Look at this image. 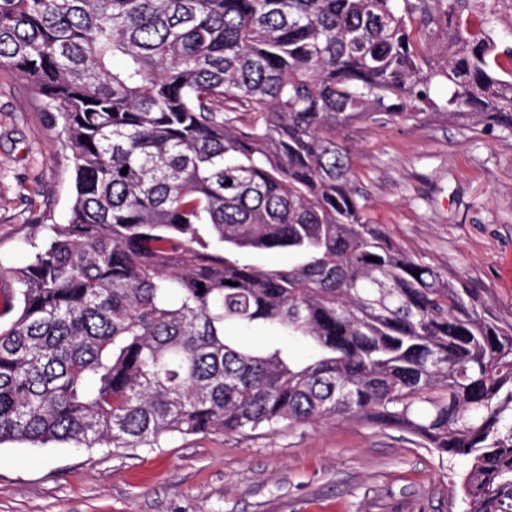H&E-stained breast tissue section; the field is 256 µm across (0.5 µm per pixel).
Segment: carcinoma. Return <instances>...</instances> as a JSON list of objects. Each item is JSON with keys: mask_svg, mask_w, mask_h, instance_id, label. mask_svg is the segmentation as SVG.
I'll return each mask as SVG.
<instances>
[{"mask_svg": "<svg viewBox=\"0 0 512 512\" xmlns=\"http://www.w3.org/2000/svg\"><path fill=\"white\" fill-rule=\"evenodd\" d=\"M461 4L0 0V66L61 121L76 190L0 325V444L357 417L471 458L466 512H512V309L374 223L337 137L407 108L512 131L493 14L474 39ZM443 21L434 64L423 39ZM276 251L288 266L252 261Z\"/></svg>", "mask_w": 512, "mask_h": 512, "instance_id": "1", "label": "carcinoma"}]
</instances>
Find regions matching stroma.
Returning <instances> with one entry per match:
<instances>
[{
  "mask_svg": "<svg viewBox=\"0 0 512 512\" xmlns=\"http://www.w3.org/2000/svg\"><path fill=\"white\" fill-rule=\"evenodd\" d=\"M512 31V0H467ZM374 223L407 252L512 305V132L441 116L341 131ZM74 159L46 99L0 68V303L52 224L67 223ZM467 457L441 458L359 420L168 437L157 448L0 445V512H463Z\"/></svg>",
  "mask_w": 512,
  "mask_h": 512,
  "instance_id": "stroma-1",
  "label": "stroma"
}]
</instances>
